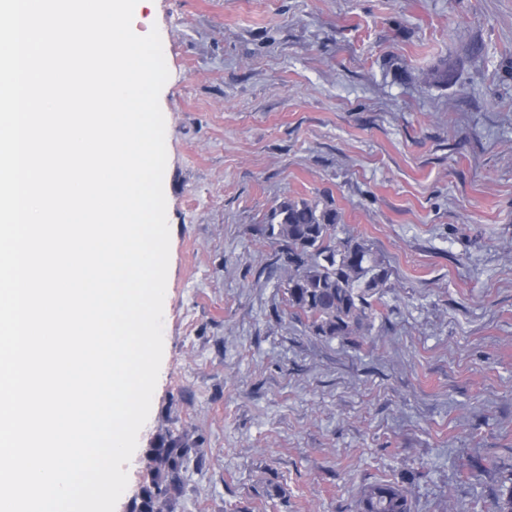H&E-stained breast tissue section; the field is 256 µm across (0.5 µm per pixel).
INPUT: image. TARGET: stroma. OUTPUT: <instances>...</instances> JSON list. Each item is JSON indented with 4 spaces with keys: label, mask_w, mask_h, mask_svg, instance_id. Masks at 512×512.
Returning <instances> with one entry per match:
<instances>
[{
    "label": "stroma",
    "mask_w": 512,
    "mask_h": 512,
    "mask_svg": "<svg viewBox=\"0 0 512 512\" xmlns=\"http://www.w3.org/2000/svg\"><path fill=\"white\" fill-rule=\"evenodd\" d=\"M170 77L164 354L115 512L159 435L173 512H487L512 454V0H144ZM392 274L362 346L288 309L286 198ZM354 512H412L405 487L397 483H374L364 489Z\"/></svg>",
    "instance_id": "stroma-1"
}]
</instances>
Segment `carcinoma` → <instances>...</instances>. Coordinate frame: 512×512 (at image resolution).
Segmentation results:
<instances>
[{
	"mask_svg": "<svg viewBox=\"0 0 512 512\" xmlns=\"http://www.w3.org/2000/svg\"><path fill=\"white\" fill-rule=\"evenodd\" d=\"M337 219L327 201L289 198L271 209L266 232L282 244L288 306L306 317L313 335L355 342L368 332L370 298L386 287L389 270L365 243L336 237ZM190 452L177 437L158 438L131 512H163ZM492 466L502 479L488 512H512V458L495 459ZM354 512H412V506L405 487L379 482L364 489Z\"/></svg>",
	"mask_w": 512,
	"mask_h": 512,
	"instance_id": "1",
	"label": "carcinoma"
}]
</instances>
